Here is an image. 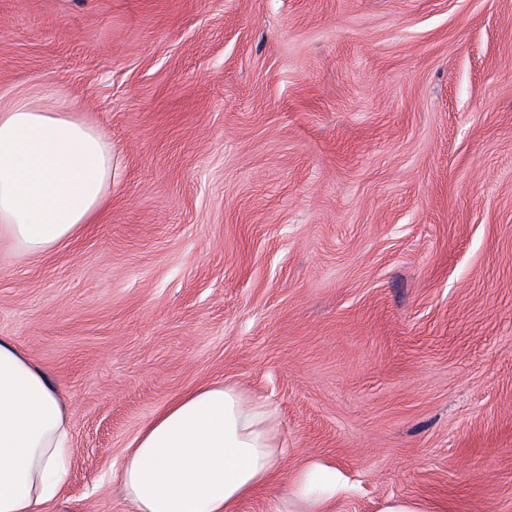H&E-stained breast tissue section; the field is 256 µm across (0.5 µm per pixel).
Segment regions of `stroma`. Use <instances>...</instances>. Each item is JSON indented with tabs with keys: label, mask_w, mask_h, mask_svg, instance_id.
I'll return each instance as SVG.
<instances>
[{
	"label": "stroma",
	"mask_w": 512,
	"mask_h": 512,
	"mask_svg": "<svg viewBox=\"0 0 512 512\" xmlns=\"http://www.w3.org/2000/svg\"><path fill=\"white\" fill-rule=\"evenodd\" d=\"M43 83L119 162L77 240L0 239L70 418L51 512H128L124 448L223 380L339 512H512V0H0V99Z\"/></svg>",
	"instance_id": "1"
}]
</instances>
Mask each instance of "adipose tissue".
Returning <instances> with one entry per match:
<instances>
[{
    "label": "adipose tissue",
    "mask_w": 512,
    "mask_h": 512,
    "mask_svg": "<svg viewBox=\"0 0 512 512\" xmlns=\"http://www.w3.org/2000/svg\"><path fill=\"white\" fill-rule=\"evenodd\" d=\"M48 107L0 101V234L32 255L93 223L112 190V145L55 93ZM69 418L59 389L14 337L0 336V512H40L68 477ZM276 410L240 386L203 383L146 422L117 480L133 512H237L279 467ZM334 469L295 472L271 512H336Z\"/></svg>",
    "instance_id": "ef3b65f1"
}]
</instances>
